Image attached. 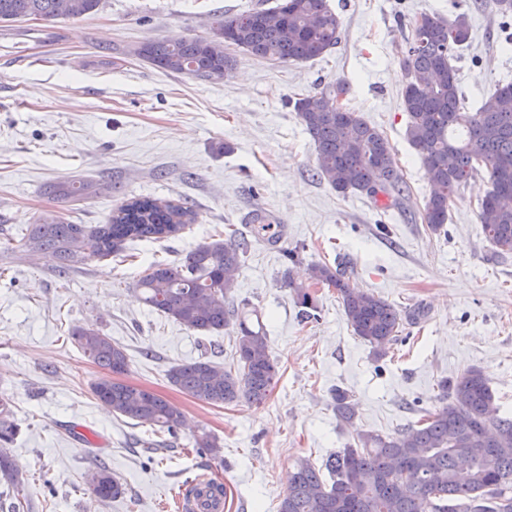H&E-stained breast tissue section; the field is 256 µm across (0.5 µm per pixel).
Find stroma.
<instances>
[{
	"mask_svg": "<svg viewBox=\"0 0 512 512\" xmlns=\"http://www.w3.org/2000/svg\"><path fill=\"white\" fill-rule=\"evenodd\" d=\"M464 4L470 40L457 62L464 109L477 111L497 84L512 82V14L496 0H328L339 43L302 63L236 52L232 78L202 81L130 57L154 39L208 38L216 16L275 0H102L80 20L0 23V396L19 433L10 452L23 483L0 491V512H163L201 474L224 483V512H278L288 470L300 459L323 468L357 434L383 436L439 405L438 383L477 369L501 416H512V256L498 257L478 221L486 173L448 207L444 232L423 220L430 185L406 137L401 50L422 15L453 16ZM346 80V107L388 140L409 187L383 209L365 194H341L315 174L316 148L293 103ZM232 144L216 154L215 143ZM83 178L107 192L73 204L47 185ZM150 197L193 206L197 221L177 236L130 241L121 256L87 258L66 274L22 235L54 212L73 224L107 223L122 201ZM277 215L279 244L257 235L255 209ZM235 229L248 243L237 303L257 308L281 378L261 405L212 406L172 386L169 369L200 357L229 366L237 329L204 336L143 304L135 282L153 262L173 263ZM297 248L287 264L282 248ZM345 270L351 285L406 313L382 359L355 336L336 289L312 287L317 317L301 322L284 273L309 278L312 264ZM93 327L123 345L126 381L180 406L178 437L112 414L91 391L103 371L69 333ZM348 391L353 425L337 418L331 391ZM215 436L221 459L197 456L194 436ZM157 441L155 453L143 445ZM107 466L125 488L94 500L88 477Z\"/></svg>",
	"mask_w": 512,
	"mask_h": 512,
	"instance_id": "obj_1",
	"label": "stroma"
}]
</instances>
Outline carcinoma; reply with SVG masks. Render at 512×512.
I'll return each mask as SVG.
<instances>
[{"mask_svg":"<svg viewBox=\"0 0 512 512\" xmlns=\"http://www.w3.org/2000/svg\"><path fill=\"white\" fill-rule=\"evenodd\" d=\"M0 0V22L31 18L53 22L80 19L101 0ZM339 17L327 0H278L216 21L212 39L189 37L149 40L137 58L170 73L207 81L232 77L235 57L223 43L260 59L306 62L336 47ZM470 39L467 13L445 19L424 15L401 51L405 75L402 105L409 121L406 134L425 168L431 193L423 219L440 231L448 204L481 171L491 188L479 203L478 218L498 255L512 254V82L497 84L476 112L462 111V90L452 61ZM349 83L338 79L322 90L296 99L294 109L316 145V175L336 192L358 191L373 201L395 204L406 185L382 132L358 113L342 108ZM104 190L85 180L49 186L57 200H86ZM196 211L183 202L135 198L118 205L107 224H69L47 214L31 225L28 247L66 269L86 257L117 254L128 240H159L195 223ZM248 244L232 233L224 240L198 244L177 263L152 264L136 283L144 303L189 330L218 333L238 325L237 366L226 368L206 357L177 364L168 380L186 395L211 404L244 401L260 405L278 381V363L267 333L253 323L257 311L235 302L234 288ZM310 278L336 289L354 335L385 356L403 326L400 311L386 300L350 286L344 273L325 263L310 267ZM305 311L316 310L307 286L283 279ZM82 354L104 370L93 394L112 412L138 424L157 426L175 438L184 425L179 407L162 396L133 386L120 376L128 369L125 349L94 328L71 334ZM441 405L425 419L391 435L357 433L360 448L329 455L328 484L305 459L288 472L278 512H512V417L499 416L494 396L478 369L455 380L440 381ZM337 417L352 424L356 405L342 389L332 392ZM18 435L10 402L0 397V483L21 484V470L9 447ZM201 456L221 457L216 438H194ZM90 486L101 501L123 494L122 484L101 466Z\"/></svg>","mask_w":512,"mask_h":512,"instance_id":"1","label":"carcinoma"}]
</instances>
